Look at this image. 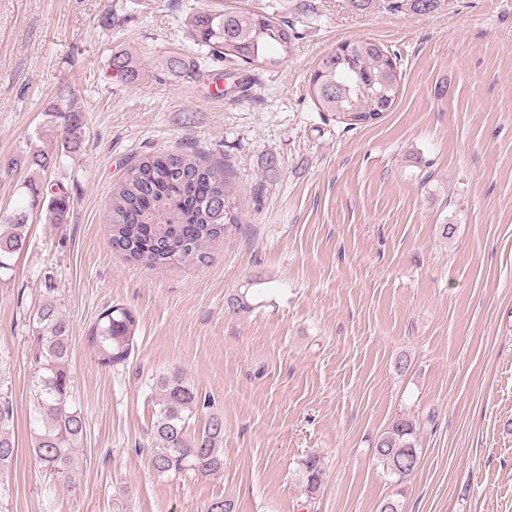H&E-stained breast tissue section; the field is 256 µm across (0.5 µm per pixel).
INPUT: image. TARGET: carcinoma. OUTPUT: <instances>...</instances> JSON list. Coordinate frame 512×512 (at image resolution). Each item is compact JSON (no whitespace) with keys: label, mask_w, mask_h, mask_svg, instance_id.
<instances>
[{"label":"carcinoma","mask_w":512,"mask_h":512,"mask_svg":"<svg viewBox=\"0 0 512 512\" xmlns=\"http://www.w3.org/2000/svg\"><path fill=\"white\" fill-rule=\"evenodd\" d=\"M190 10V35L202 48L199 56L172 53L165 61L167 72L176 77L197 79L205 62H227L228 71L209 74L218 84L226 80L236 86L250 71H268L284 64L297 32L285 20L245 11ZM108 66L113 76L126 84L141 77L140 63L126 50H114ZM401 75L397 56L371 39L345 41L324 53L317 61L308 84V94L317 108L330 112L350 127L376 123L390 111L398 98ZM59 119L54 146L24 150L0 158V173L27 174L28 207H20L0 224V271L10 269L11 258L27 243L29 211L48 200V223L65 224L70 196L60 184L53 187L37 182L35 175L63 158L82 150L85 139L80 107L71 98L53 108ZM238 187L225 167L208 162L182 147L153 152L130 164L112 188L106 216L112 250L126 261L160 270L174 263L205 265L211 260L209 248L232 234L241 224ZM49 296L35 312L31 330L35 411L46 424L35 436L32 453L41 470L72 487L78 479L74 451L86 432L85 418L72 407L70 325L60 303ZM140 320L123 304L102 307L90 323L86 339L97 363L114 367L125 363L135 350ZM158 410L151 426L157 448L151 464L160 476L207 477L224 470V417L209 414L201 431L189 433L190 420L207 407L193 384L179 371L153 379ZM14 408L8 392L0 391V473L13 466L18 448L12 434ZM415 423L399 418L377 440L378 460L389 474L402 481L419 467ZM324 466L317 456L302 463V480L310 495L319 492Z\"/></svg>","instance_id":"carcinoma-1"}]
</instances>
